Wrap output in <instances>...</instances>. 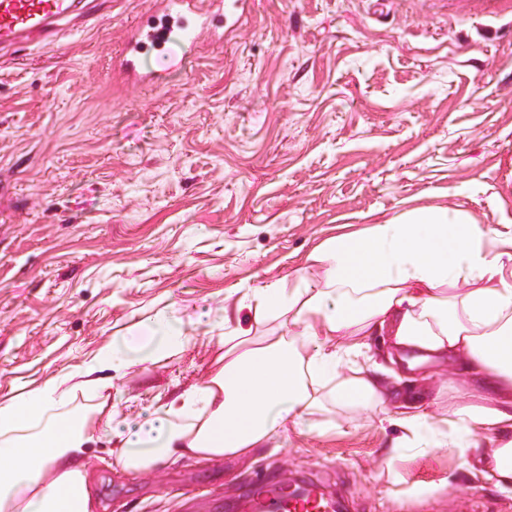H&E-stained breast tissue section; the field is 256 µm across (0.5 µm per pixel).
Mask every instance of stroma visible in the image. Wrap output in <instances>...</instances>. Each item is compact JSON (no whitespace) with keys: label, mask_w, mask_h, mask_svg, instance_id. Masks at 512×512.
<instances>
[{"label":"stroma","mask_w":512,"mask_h":512,"mask_svg":"<svg viewBox=\"0 0 512 512\" xmlns=\"http://www.w3.org/2000/svg\"><path fill=\"white\" fill-rule=\"evenodd\" d=\"M148 0H106L55 44L0 56V398L75 370L164 312L188 341L107 397L135 420L203 382L247 288L317 279L313 250L428 207L512 223V12L492 0H247L223 46L114 69ZM438 365L391 376L448 408ZM327 432L273 433L243 459L120 473L89 460L99 512H215L265 464L367 512H512L472 461L416 452L410 430L326 406Z\"/></svg>","instance_id":"stroma-1"}]
</instances>
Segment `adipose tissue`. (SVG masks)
I'll return each mask as SVG.
<instances>
[{
	"label": "adipose tissue",
	"instance_id": "obj_1",
	"mask_svg": "<svg viewBox=\"0 0 512 512\" xmlns=\"http://www.w3.org/2000/svg\"><path fill=\"white\" fill-rule=\"evenodd\" d=\"M311 260L318 286L300 275L294 287L253 295V322L280 320L282 335L251 340L216 311L224 352L207 380L138 420L77 413L72 398L111 391L114 377L180 351L185 336L168 314L105 343L78 370L0 399V512H96L88 458L104 444L117 443L122 471L142 474L249 455L275 431L318 427L328 402L382 414L385 363L412 370L434 360L461 368L459 400L443 425L415 403L396 424L413 430V449L473 459L484 482L512 492V231L461 210L414 211L329 239ZM377 336L388 341L384 364L346 375Z\"/></svg>",
	"mask_w": 512,
	"mask_h": 512
}]
</instances>
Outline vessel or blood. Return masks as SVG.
Instances as JSON below:
<instances>
[{"label":"vessel or blood","mask_w":512,"mask_h":512,"mask_svg":"<svg viewBox=\"0 0 512 512\" xmlns=\"http://www.w3.org/2000/svg\"><path fill=\"white\" fill-rule=\"evenodd\" d=\"M91 0H0V47L30 39L53 42L61 23L85 16ZM242 0H150L126 36L120 67L126 77L146 82L143 55L163 50L172 31H179L185 52L224 37L228 17L236 16ZM228 512H343V502L314 482L295 485L261 474L248 489L226 498Z\"/></svg>","instance_id":"b4317fda"}]
</instances>
